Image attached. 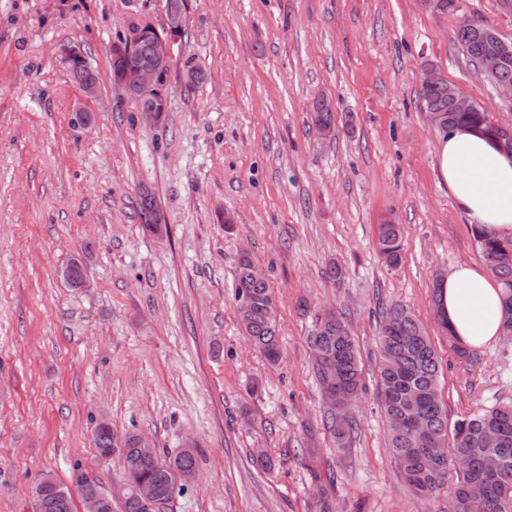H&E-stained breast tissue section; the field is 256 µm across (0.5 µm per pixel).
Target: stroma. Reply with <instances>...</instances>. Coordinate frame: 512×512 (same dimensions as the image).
I'll list each match as a JSON object with an SVG mask.
<instances>
[{
  "mask_svg": "<svg viewBox=\"0 0 512 512\" xmlns=\"http://www.w3.org/2000/svg\"><path fill=\"white\" fill-rule=\"evenodd\" d=\"M166 0H0V512H36L34 487L81 468L107 491L126 473L93 445L105 419L160 455L196 444V471L166 512H448L401 480L377 408L382 305L409 307L444 371L449 420L512 400V338L469 358L433 306L438 276L482 264L441 178L420 98L434 66L495 122L508 105L421 0H192L171 50L158 123L108 80L113 41L162 28ZM102 82L84 96L64 53ZM206 73L182 80L186 60ZM336 105V134L310 112ZM93 112L91 126L73 122ZM152 193L166 228H143ZM400 224V263L377 252ZM86 254L89 287L57 275ZM278 306L279 363L245 339L239 258ZM342 270L332 278V266ZM344 312L366 390L346 453L333 451L307 342L315 311ZM266 451L272 468L254 456ZM320 99L321 106L323 110L329 111L324 112L320 107ZM336 108L334 103L328 98H319L312 104V112H311V120L313 125L315 126L317 131H322V135L325 137L334 136L336 130L330 127H336ZM330 128V129H327Z\"/></svg>",
  "mask_w": 512,
  "mask_h": 512,
  "instance_id": "35a3bbf8",
  "label": "stroma"
}]
</instances>
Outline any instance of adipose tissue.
Here are the masks:
<instances>
[{
	"label": "adipose tissue",
	"mask_w": 512,
	"mask_h": 512,
	"mask_svg": "<svg viewBox=\"0 0 512 512\" xmlns=\"http://www.w3.org/2000/svg\"><path fill=\"white\" fill-rule=\"evenodd\" d=\"M440 175L469 223L512 237V155L466 127L448 130L437 144ZM439 313L469 349L496 342L502 333V289L483 269L455 266L440 285Z\"/></svg>",
	"instance_id": "obj_1"
}]
</instances>
